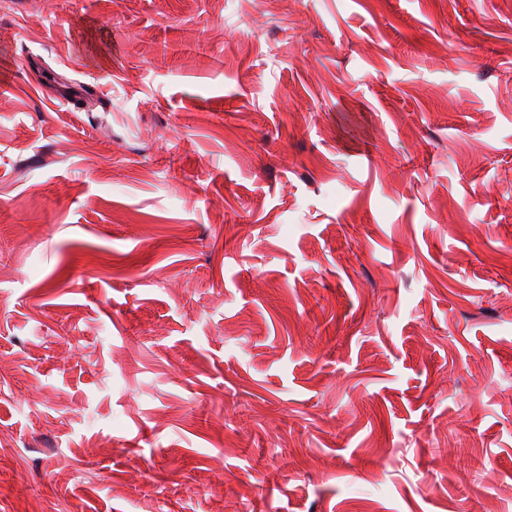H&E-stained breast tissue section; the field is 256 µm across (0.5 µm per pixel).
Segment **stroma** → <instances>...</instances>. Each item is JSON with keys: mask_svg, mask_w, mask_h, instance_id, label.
<instances>
[{"mask_svg": "<svg viewBox=\"0 0 512 512\" xmlns=\"http://www.w3.org/2000/svg\"><path fill=\"white\" fill-rule=\"evenodd\" d=\"M0 80V512H512V0H8Z\"/></svg>", "mask_w": 512, "mask_h": 512, "instance_id": "stroma-1", "label": "stroma"}]
</instances>
